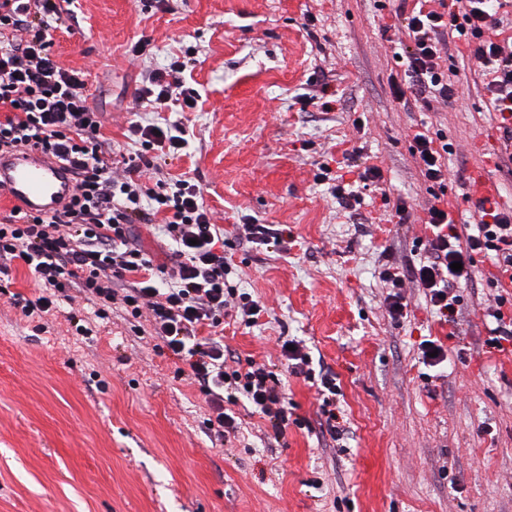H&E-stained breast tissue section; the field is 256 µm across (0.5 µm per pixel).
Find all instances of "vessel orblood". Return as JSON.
<instances>
[{
  "mask_svg": "<svg viewBox=\"0 0 512 512\" xmlns=\"http://www.w3.org/2000/svg\"><path fill=\"white\" fill-rule=\"evenodd\" d=\"M0 188L22 209L48 215L64 209L74 185L64 165L26 148L0 152Z\"/></svg>",
  "mask_w": 512,
  "mask_h": 512,
  "instance_id": "obj_1",
  "label": "vessel or blood"
}]
</instances>
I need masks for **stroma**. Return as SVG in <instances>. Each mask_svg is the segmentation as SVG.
I'll use <instances>...</instances> for the list:
<instances>
[{"mask_svg":"<svg viewBox=\"0 0 512 512\" xmlns=\"http://www.w3.org/2000/svg\"><path fill=\"white\" fill-rule=\"evenodd\" d=\"M54 32L61 66L89 72L92 105L115 153L138 150L128 127L141 75L191 49L184 73L200 95L188 113V148L165 165L192 178L234 238L237 224H285L296 243L272 252L228 250L230 284L266 308L258 325L229 324L239 359L280 364L281 339L301 341L336 374L343 443L323 433L317 392L283 374L305 427L286 445L267 440L259 416L243 437L210 436L205 396L174 360L135 335L121 311L59 301L24 316L13 295L41 286L14 261L0 281V512H512V345L488 351L485 311L499 291L478 258L462 288L456 328L442 324L421 288L404 279L405 317L392 319L385 266L420 258L432 190L412 152L423 125L453 146L444 201L457 223L476 218L482 182L512 204V161H499V121L465 45L457 95L430 111L393 94L404 41L393 10L376 0H71ZM336 98L320 106L322 90ZM337 167L357 191L340 207L323 179ZM378 167L382 181H362ZM404 203L405 219L395 214ZM92 332L76 333L71 307ZM431 339L447 362L424 365Z\"/></svg>","mask_w":512,"mask_h":512,"instance_id":"obj_1","label":"stroma"}]
</instances>
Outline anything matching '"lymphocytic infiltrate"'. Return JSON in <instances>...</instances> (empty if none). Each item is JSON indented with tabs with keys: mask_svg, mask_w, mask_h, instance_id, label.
Returning a JSON list of instances; mask_svg holds the SVG:
<instances>
[{
	"mask_svg": "<svg viewBox=\"0 0 512 512\" xmlns=\"http://www.w3.org/2000/svg\"><path fill=\"white\" fill-rule=\"evenodd\" d=\"M412 10L395 13L409 43L404 48L403 75L422 106L451 101L457 94L454 70L441 54L443 42H463L479 67L489 105L500 120L504 152L512 158V34L501 15L512 0H417ZM63 0H0V150L35 147L67 165L74 191L56 215L21 214L11 210L0 219V262L21 261L43 287L37 297L16 296L24 315L49 313L59 297L76 292L100 307L147 318L151 334L162 341L189 376L200 385L209 409L207 428L217 439L238 434L241 425L228 406L246 400L266 423L267 440H286L288 429L301 425L272 366L250 361L231 363L224 345V317L235 314L245 326L257 325L265 308L248 293L227 282L232 267L224 259V230L215 224L201 189L188 180L164 178L147 185L142 172L160 171L162 160L187 145L182 123H132L130 133L142 145L137 157L117 161L101 133L100 114L89 104L88 78L55 59L53 33L64 23ZM195 58L184 55L168 68L148 71L138 95L141 108L155 112L195 108L194 89L183 73ZM414 152L421 156L425 180L444 186L445 158L452 146L441 132H418ZM125 174L113 175L117 165ZM165 213L164 229L172 242L169 264H155L141 248L134 228L153 223ZM431 234L424 254L409 272L386 267L383 281L393 318L405 305L396 289L411 275L426 292L441 322L455 325L460 288L473 279L476 256L487 257L494 272L489 282L501 288L487 340L498 348L512 342V314L505 290L512 287V206L486 197L479 201L472 224H459L440 202L428 209ZM461 270H453V263ZM287 371L316 383L322 396L323 427L333 440L345 434L337 412L340 386L334 374L315 372L303 345L282 349Z\"/></svg>",
	"mask_w": 512,
	"mask_h": 512,
	"instance_id": "obj_1",
	"label": "lymphocytic infiltrate"
}]
</instances>
